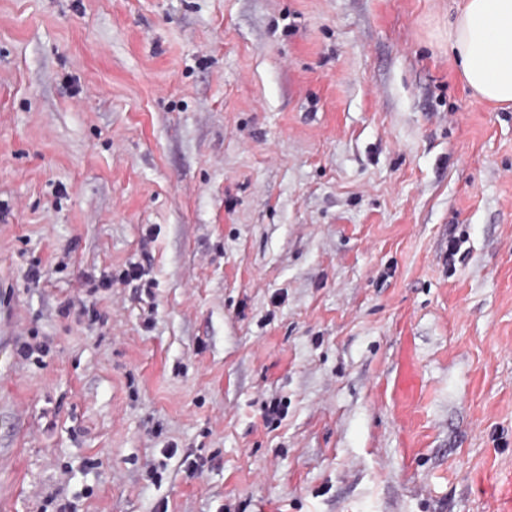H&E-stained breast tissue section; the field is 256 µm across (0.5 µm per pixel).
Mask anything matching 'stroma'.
Segmentation results:
<instances>
[{"instance_id": "obj_1", "label": "stroma", "mask_w": 512, "mask_h": 512, "mask_svg": "<svg viewBox=\"0 0 512 512\" xmlns=\"http://www.w3.org/2000/svg\"><path fill=\"white\" fill-rule=\"evenodd\" d=\"M455 8L0 0V512H512V106Z\"/></svg>"}]
</instances>
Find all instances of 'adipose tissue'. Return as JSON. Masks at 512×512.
Instances as JSON below:
<instances>
[{
    "mask_svg": "<svg viewBox=\"0 0 512 512\" xmlns=\"http://www.w3.org/2000/svg\"><path fill=\"white\" fill-rule=\"evenodd\" d=\"M448 50L474 97L512 104V0H460Z\"/></svg>",
    "mask_w": 512,
    "mask_h": 512,
    "instance_id": "obj_1",
    "label": "adipose tissue"
}]
</instances>
